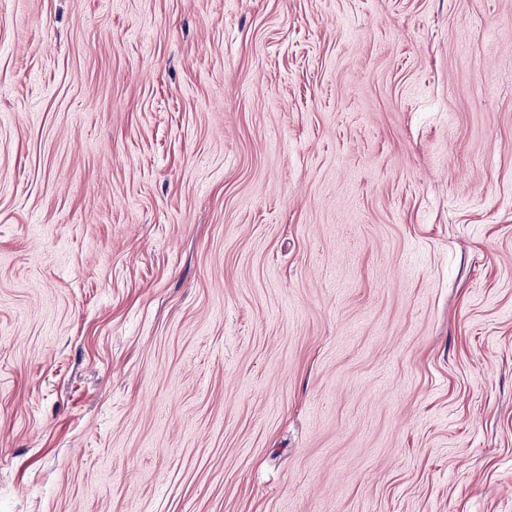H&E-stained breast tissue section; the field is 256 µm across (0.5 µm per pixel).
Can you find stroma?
<instances>
[{"label": "stroma", "mask_w": 512, "mask_h": 512, "mask_svg": "<svg viewBox=\"0 0 512 512\" xmlns=\"http://www.w3.org/2000/svg\"><path fill=\"white\" fill-rule=\"evenodd\" d=\"M0 512H512V0H0Z\"/></svg>", "instance_id": "stroma-1"}]
</instances>
